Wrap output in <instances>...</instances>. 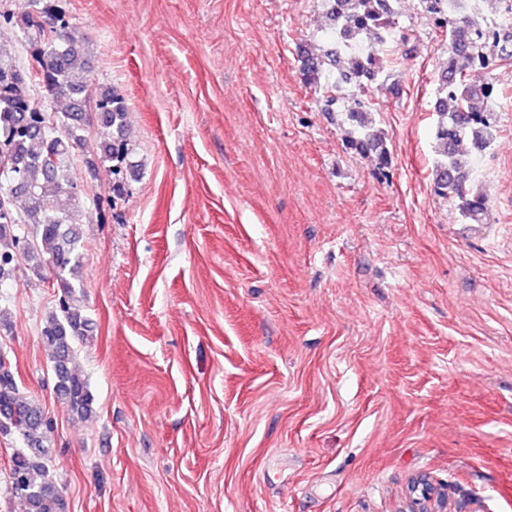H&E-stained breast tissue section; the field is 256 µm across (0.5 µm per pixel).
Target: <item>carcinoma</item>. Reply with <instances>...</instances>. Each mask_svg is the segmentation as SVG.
<instances>
[{
    "label": "carcinoma",
    "instance_id": "1",
    "mask_svg": "<svg viewBox=\"0 0 512 512\" xmlns=\"http://www.w3.org/2000/svg\"><path fill=\"white\" fill-rule=\"evenodd\" d=\"M391 0H325L331 48L302 61L306 83L336 69L338 47L355 42L382 45L396 37ZM62 0H22L18 12L0 11V26L24 30L30 44V77L13 59L0 56V280L12 265L26 261L37 272H47L58 288L57 309L41 328L54 370L55 396L73 418L94 414L95 397L87 380L72 366L74 344L83 336L87 316L77 297L74 280L83 263L80 224L84 217L80 190L74 183L71 159L87 147L84 135L98 130L94 155L112 164L117 177L114 193L121 198L124 176L135 174L131 150L123 138L126 107L111 86L89 89L85 75L91 51L80 38ZM438 24L448 31V61L439 76L433 104L436 113L433 167L434 191L456 202L460 216L473 224L488 217L486 198L470 191L472 171L457 152L462 139L487 150L495 139L489 114L471 106L472 83L467 80L474 34L470 20L458 14L442 15ZM493 51L512 59V29L502 31ZM371 67L359 60L343 74V85L322 86L325 106L338 99L342 86H362L388 77L393 59L371 52ZM352 127L350 144L359 153H374L381 164L389 161L384 133L356 104L347 113ZM0 433L14 434L25 447L10 459V491L19 512H66L65 495L50 472L51 421L33 401L22 396L12 366L0 353Z\"/></svg>",
    "mask_w": 512,
    "mask_h": 512
}]
</instances>
